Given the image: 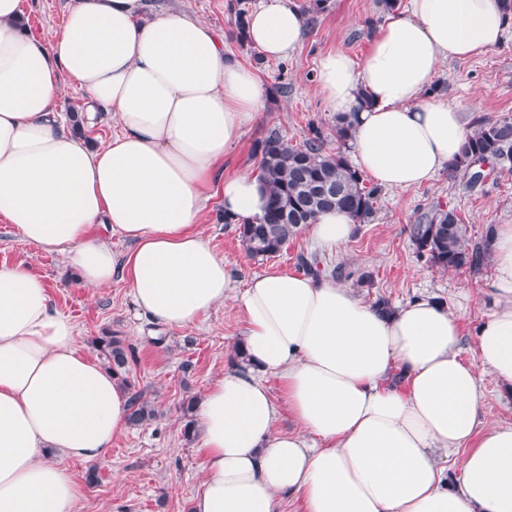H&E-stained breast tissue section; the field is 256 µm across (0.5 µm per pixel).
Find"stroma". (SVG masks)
Here are the masks:
<instances>
[{
	"label": "stroma",
	"instance_id": "35a3bbf8",
	"mask_svg": "<svg viewBox=\"0 0 512 512\" xmlns=\"http://www.w3.org/2000/svg\"><path fill=\"white\" fill-rule=\"evenodd\" d=\"M77 0H25V23L45 39L62 26ZM230 0H148L150 13L183 12L202 18L224 33L229 54L251 68L270 88L257 120L246 128L236 146L224 156V173L256 171L261 157L257 141L276 128L291 143H301L309 124L322 128L328 151L351 156L352 146L336 139V115L329 112L314 89L316 62L332 50L345 51L362 63L388 14L378 0H326L322 11L308 19L302 47L288 59L255 61V49L239 42ZM438 96L459 107L466 123L475 119L512 117V31L482 56L445 61L432 87ZM457 212L471 239H481L490 224H512V173L495 171L477 189L462 178L440 172L432 181L407 191L381 190L369 223L356 236L332 251L315 247L307 231L290 240L277 255L251 258L236 225L225 223L222 204L211 199L199 224L210 246L230 270L236 291H243L255 275L274 267L301 272L302 259H314L323 277L342 268L339 279L362 301H387L398 307L429 296L458 316L460 356L475 365L486 394V417L512 422V390L479 366L477 332L491 310L488 289L494 272L484 265L443 270L418 257L408 226L421 213L436 209ZM24 263L41 276L56 304L75 322L78 341L91 348L102 332L123 336L137 361L130 379L145 388L159 416L151 424L127 428L93 465L70 463L77 481L88 471L97 480L87 484L79 512H189L201 472L197 437H185L180 407L190 396L199 398L225 369L238 361L244 330L243 314L234 299L212 310L194 325L168 330L148 323L136 311L124 280L88 290L79 287L75 273L56 254L21 239L12 225L0 220V265Z\"/></svg>",
	"mask_w": 512,
	"mask_h": 512
}]
</instances>
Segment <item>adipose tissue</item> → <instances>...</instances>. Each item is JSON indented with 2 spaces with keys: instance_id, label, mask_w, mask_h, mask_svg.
<instances>
[{
  "instance_id": "ef3b65f1",
  "label": "adipose tissue",
  "mask_w": 512,
  "mask_h": 512,
  "mask_svg": "<svg viewBox=\"0 0 512 512\" xmlns=\"http://www.w3.org/2000/svg\"><path fill=\"white\" fill-rule=\"evenodd\" d=\"M143 0H80L47 42L23 25L25 0H0V218L60 255L84 288L122 275L142 314L180 329L223 304L233 280L198 229L212 198L226 221L261 217L256 174L224 173V154L262 111L268 88L228 57L224 37ZM512 29L503 0H407L362 64L322 54L315 87L353 116V162L393 190L432 180L469 129L431 90L441 64L485 54ZM295 0H258L246 39L266 58L303 42ZM88 117L119 125L90 150L66 124L62 79ZM346 211L317 215L311 240L355 234ZM131 244L115 256L105 233ZM492 311L478 357L512 389V224L489 245ZM241 361L196 409L203 476L191 512H512V424L484 422L485 391L459 355L458 317L414 299L389 312L328 278L271 269L238 299ZM277 376L298 428L283 433L267 385ZM129 396L85 354L45 281L0 266V512H75L69 462L92 463L127 427ZM464 450L449 480L437 450Z\"/></svg>"
}]
</instances>
